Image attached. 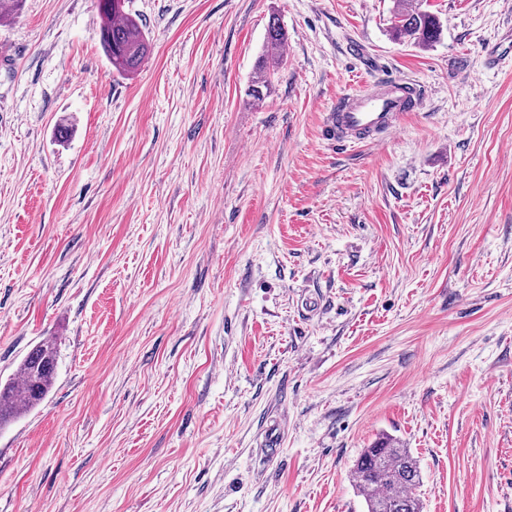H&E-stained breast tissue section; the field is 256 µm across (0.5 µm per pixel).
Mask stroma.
<instances>
[{
	"label": "stroma",
	"mask_w": 512,
	"mask_h": 512,
	"mask_svg": "<svg viewBox=\"0 0 512 512\" xmlns=\"http://www.w3.org/2000/svg\"><path fill=\"white\" fill-rule=\"evenodd\" d=\"M427 5L424 47L391 39L394 0H129L131 76L98 0L0 22V381L57 347L0 430V512H365L382 435L424 512H512V10ZM383 74L421 109L323 139ZM125 0H99L100 40L112 67L120 74L136 71L149 51L139 21L124 11ZM286 40V34L279 24V20L273 18L268 26L265 49L258 58L254 76L245 90V95L250 99L249 102L252 105L259 106L270 94V63L281 57V49L284 47ZM56 364L54 342L42 341L21 361L18 377L0 383V429L45 399L54 384Z\"/></svg>",
	"instance_id": "35a3bbf8"
}]
</instances>
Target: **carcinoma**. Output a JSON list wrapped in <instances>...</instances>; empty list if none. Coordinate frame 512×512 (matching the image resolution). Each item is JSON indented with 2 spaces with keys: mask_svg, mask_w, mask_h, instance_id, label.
Here are the masks:
<instances>
[{
  "mask_svg": "<svg viewBox=\"0 0 512 512\" xmlns=\"http://www.w3.org/2000/svg\"><path fill=\"white\" fill-rule=\"evenodd\" d=\"M124 5L125 0H98L100 40L107 58L118 73L129 74L140 67L149 44L142 25L124 11ZM389 32L395 40L409 39L427 46L440 39L442 23L437 15L423 9V0L414 6L395 0ZM285 43L282 26L270 22L265 49L245 90L252 104H262L270 94V63L281 57ZM56 364L54 342L42 341L21 361L18 377L0 383V429L45 399L54 384ZM351 474L366 512H423L416 493L422 482L419 462L410 449L392 437L383 436L364 449Z\"/></svg>",
  "mask_w": 512,
  "mask_h": 512,
  "instance_id": "cac0c4a2",
  "label": "carcinoma"
}]
</instances>
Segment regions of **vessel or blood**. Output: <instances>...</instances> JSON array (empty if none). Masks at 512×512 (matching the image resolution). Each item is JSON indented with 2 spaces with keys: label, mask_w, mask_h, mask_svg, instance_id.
Masks as SVG:
<instances>
[{
  "label": "vessel or blood",
  "mask_w": 512,
  "mask_h": 512,
  "mask_svg": "<svg viewBox=\"0 0 512 512\" xmlns=\"http://www.w3.org/2000/svg\"><path fill=\"white\" fill-rule=\"evenodd\" d=\"M422 103V93L408 79H383L373 89L341 95L328 115L326 134L341 147L376 144L397 132L406 114Z\"/></svg>",
  "instance_id": "1"
}]
</instances>
